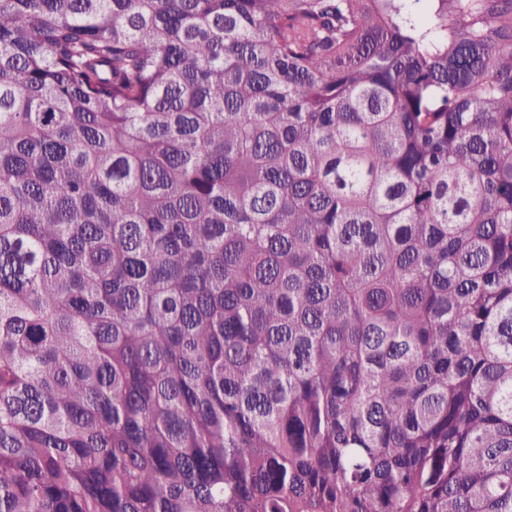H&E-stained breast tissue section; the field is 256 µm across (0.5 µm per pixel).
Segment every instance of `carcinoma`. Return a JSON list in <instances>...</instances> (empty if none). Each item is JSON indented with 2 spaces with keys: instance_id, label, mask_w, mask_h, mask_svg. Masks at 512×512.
Returning <instances> with one entry per match:
<instances>
[{
  "instance_id": "carcinoma-1",
  "label": "carcinoma",
  "mask_w": 512,
  "mask_h": 512,
  "mask_svg": "<svg viewBox=\"0 0 512 512\" xmlns=\"http://www.w3.org/2000/svg\"><path fill=\"white\" fill-rule=\"evenodd\" d=\"M0 512H512V0H0Z\"/></svg>"
}]
</instances>
